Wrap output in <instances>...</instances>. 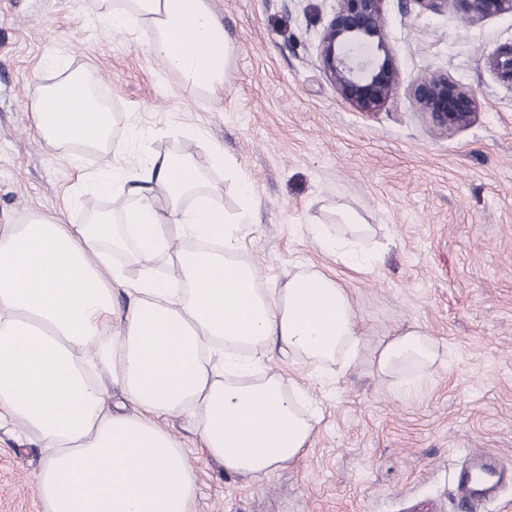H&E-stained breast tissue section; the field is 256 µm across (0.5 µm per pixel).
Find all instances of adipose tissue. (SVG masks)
Masks as SVG:
<instances>
[{
    "label": "adipose tissue",
    "instance_id": "1",
    "mask_svg": "<svg viewBox=\"0 0 512 512\" xmlns=\"http://www.w3.org/2000/svg\"><path fill=\"white\" fill-rule=\"evenodd\" d=\"M113 34L130 22L148 32L146 54L196 91L218 95L233 46L207 0H99ZM92 72L80 69L47 85L34 80L28 110L48 145L99 151V189L112 211L92 224L33 215L0 232V423L19 420L49 455L31 479L48 512H189L196 485L184 453L162 427L163 416L200 413V441L225 472L268 474L304 456L314 424L300 397L279 376L232 384L245 375L239 347L279 348L308 363L356 356L361 332L346 288L311 272L282 288L256 287L253 267L230 258L227 227L249 223L257 197L243 186L229 213L205 192L192 151L145 152L121 167L105 144L112 114L93 95ZM195 197L196 207L181 203ZM218 241L217 251L177 253L186 289L153 270L174 251L171 225ZM132 242L141 277L132 301L116 311L112 288L126 285L111 258ZM119 329L107 334L108 319ZM227 350L213 364L211 340ZM434 344L419 329L398 332L376 356L382 372L424 369ZM104 365L135 414L108 407V391L91 370Z\"/></svg>",
    "mask_w": 512,
    "mask_h": 512
}]
</instances>
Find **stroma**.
Returning a JSON list of instances; mask_svg holds the SVG:
<instances>
[{"mask_svg": "<svg viewBox=\"0 0 512 512\" xmlns=\"http://www.w3.org/2000/svg\"><path fill=\"white\" fill-rule=\"evenodd\" d=\"M235 47L218 96L186 88L147 60L144 32L110 37L96 0H0V226L32 214L84 223L109 209L84 186L81 167L59 158L32 129L30 78L60 81L91 70L112 110L120 164L141 145L161 154L197 136L194 159L226 211L251 184L258 209L231 225L234 260L258 285L322 272L348 289L362 336L345 369L312 368L297 355L250 351L254 377L279 375L303 391L315 415L306 454L258 477L225 473L198 436L199 417L164 425L196 482L190 512H458L455 475L481 452L505 482L482 512H512V85L497 78L496 49L512 43V14L466 23L456 11L402 12L390 0L392 48L407 84L435 72L474 90L476 117L443 133L417 111L406 87L375 112L343 100L318 56L333 0H207ZM224 152L223 165L211 159ZM340 209L365 223L368 260L354 271L311 235H349ZM406 328L431 336L432 366L417 391L375 365L380 346ZM46 452L32 431L0 425V512H46L30 482Z\"/></svg>", "mask_w": 512, "mask_h": 512, "instance_id": "obj_1", "label": "stroma"}]
</instances>
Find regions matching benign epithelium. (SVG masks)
<instances>
[{
	"label": "benign epithelium",
	"mask_w": 512,
	"mask_h": 512,
	"mask_svg": "<svg viewBox=\"0 0 512 512\" xmlns=\"http://www.w3.org/2000/svg\"><path fill=\"white\" fill-rule=\"evenodd\" d=\"M389 0H336L320 37L322 69L338 95L363 112L386 104L402 84L390 45L386 13ZM400 9L444 12L453 8L468 23L512 14V0H398ZM501 80L512 83V45L502 46L494 60ZM419 110L442 130L470 125L475 117L473 91L434 73L412 85Z\"/></svg>",
	"instance_id": "obj_1"
}]
</instances>
